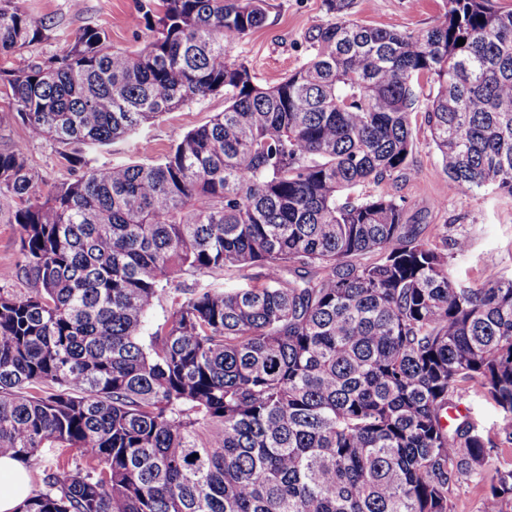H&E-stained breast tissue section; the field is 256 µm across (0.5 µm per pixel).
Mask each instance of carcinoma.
<instances>
[{
	"instance_id": "carcinoma-1",
	"label": "carcinoma",
	"mask_w": 512,
	"mask_h": 512,
	"mask_svg": "<svg viewBox=\"0 0 512 512\" xmlns=\"http://www.w3.org/2000/svg\"><path fill=\"white\" fill-rule=\"evenodd\" d=\"M350 4L328 0L306 61L262 86L227 52L264 0H142V48L85 27L24 68L12 53L48 26L0 0V121L82 170L45 194L25 145L0 149L30 284L0 295V450L42 484L18 512H454L461 483L512 512V275L459 282L448 249L467 239L358 193L409 170L425 81L448 181L512 196V11L446 0L443 21L398 32ZM221 92L156 162L85 158ZM245 271L248 288L177 289L144 335L165 284ZM468 385L495 433L448 423Z\"/></svg>"
}]
</instances>
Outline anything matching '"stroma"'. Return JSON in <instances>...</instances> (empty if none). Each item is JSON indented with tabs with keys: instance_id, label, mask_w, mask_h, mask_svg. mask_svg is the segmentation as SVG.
<instances>
[{
	"instance_id": "35a3bbf8",
	"label": "stroma",
	"mask_w": 512,
	"mask_h": 512,
	"mask_svg": "<svg viewBox=\"0 0 512 512\" xmlns=\"http://www.w3.org/2000/svg\"><path fill=\"white\" fill-rule=\"evenodd\" d=\"M21 7L47 29L37 39L16 50L14 67L22 68L64 53L79 30L98 26L108 31L117 48L137 49L151 37L144 27L131 25L139 0H20ZM264 25L230 48V60L252 69L261 85H272L305 62L309 51L307 32L331 20L326 0H266ZM351 13L359 22L400 31H417L438 24L443 0H353ZM224 109L223 94L166 114L133 137L112 146L88 151L94 166L112 163H150L163 155L190 130L208 123ZM411 171L398 173L380 185H368L366 193L383 192L405 208L407 223L429 229L447 225L449 238H466L467 253L451 255L450 267L463 283L485 271L512 273V196H482L452 188L442 170L438 151L426 125L413 127ZM22 143L30 165L44 189L72 180V171L61 162L56 146L48 140L29 138L18 122L0 125V148Z\"/></svg>"
}]
</instances>
